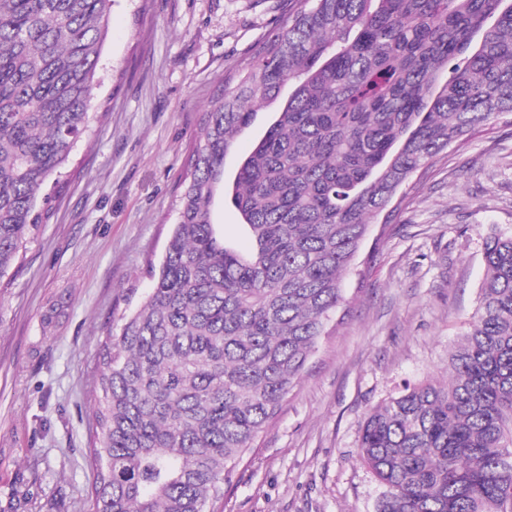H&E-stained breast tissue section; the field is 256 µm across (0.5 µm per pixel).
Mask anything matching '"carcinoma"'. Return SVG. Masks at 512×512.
<instances>
[{"instance_id": "carcinoma-1", "label": "carcinoma", "mask_w": 512, "mask_h": 512, "mask_svg": "<svg viewBox=\"0 0 512 512\" xmlns=\"http://www.w3.org/2000/svg\"><path fill=\"white\" fill-rule=\"evenodd\" d=\"M205 112L153 288L98 352L93 512H211L329 334L375 219L430 161L512 116V0H300ZM112 0H0V278L95 119ZM276 119L224 183L254 107ZM225 194L253 241L213 221ZM444 383L374 408L377 512H512V235Z\"/></svg>"}]
</instances>
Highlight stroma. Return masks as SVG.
Segmentation results:
<instances>
[{
	"label": "stroma",
	"instance_id": "obj_1",
	"mask_svg": "<svg viewBox=\"0 0 512 512\" xmlns=\"http://www.w3.org/2000/svg\"><path fill=\"white\" fill-rule=\"evenodd\" d=\"M296 0H113L92 92L99 118L72 152L51 209L0 278V512H90L97 352L149 291L177 218L186 158L209 105L256 59ZM274 118L258 110L224 161ZM512 234V121L438 155L345 278L322 337L217 512H376L358 457L370 410L448 376L475 312L483 243Z\"/></svg>",
	"mask_w": 512,
	"mask_h": 512
}]
</instances>
